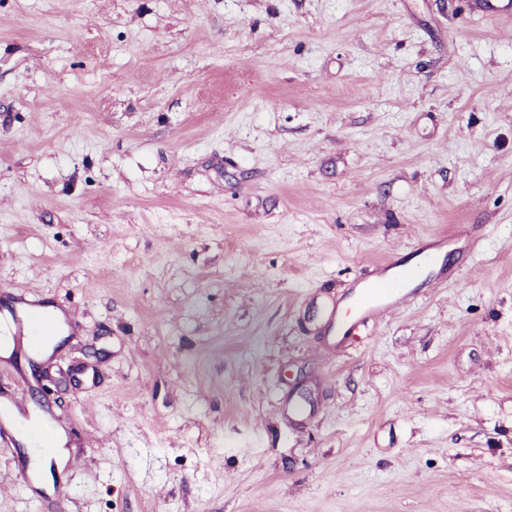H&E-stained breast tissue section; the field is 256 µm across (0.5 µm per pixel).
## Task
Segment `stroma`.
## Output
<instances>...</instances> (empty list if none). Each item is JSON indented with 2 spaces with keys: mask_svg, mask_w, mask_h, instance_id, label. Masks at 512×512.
<instances>
[{
  "mask_svg": "<svg viewBox=\"0 0 512 512\" xmlns=\"http://www.w3.org/2000/svg\"><path fill=\"white\" fill-rule=\"evenodd\" d=\"M22 301L0 402L82 464L0 436V512H512V0H0ZM393 288L396 286L388 281L368 284L365 289L366 299L357 306L356 312L353 314L354 319L375 311L384 312L394 308L399 299Z\"/></svg>",
  "mask_w": 512,
  "mask_h": 512,
  "instance_id": "35a3bbf8",
  "label": "stroma"
}]
</instances>
